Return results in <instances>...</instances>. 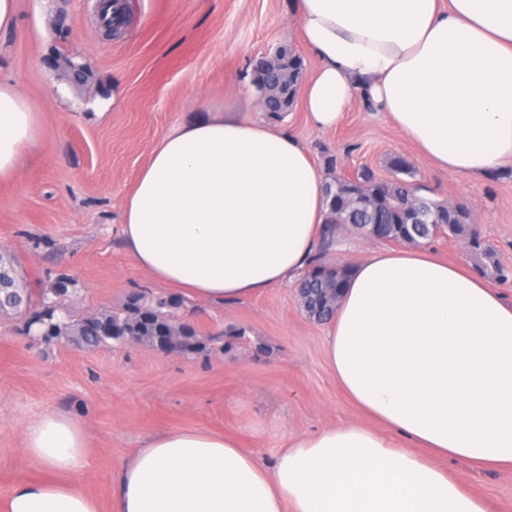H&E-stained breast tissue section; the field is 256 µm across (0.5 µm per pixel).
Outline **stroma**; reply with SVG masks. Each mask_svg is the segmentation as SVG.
Instances as JSON below:
<instances>
[{
	"label": "stroma",
	"mask_w": 512,
	"mask_h": 512,
	"mask_svg": "<svg viewBox=\"0 0 512 512\" xmlns=\"http://www.w3.org/2000/svg\"><path fill=\"white\" fill-rule=\"evenodd\" d=\"M16 4L15 28L0 35V79L22 87L42 126L17 182L0 186V245L33 287L69 278L67 302L78 316L162 292L121 245L124 201L151 148L199 105L267 120L243 81L254 57L288 46L304 58L305 77L314 75L318 62L301 40L293 0H127V26L109 41L99 30V0ZM271 123L309 148L327 182L361 164L384 175L391 156L408 158L434 198L468 208L506 271L492 284L512 298V166L478 180L448 174L358 98L330 129L310 125L299 103ZM179 316L215 336L209 356L45 345L21 333L23 316L0 317L1 496L18 478L41 475L22 439L49 409L85 426L82 486L104 508L113 473L149 434L206 428L269 461L292 435L361 419L328 370V325L303 310L295 284L221 306L186 300ZM451 470L492 512H512L511 470L462 462Z\"/></svg>",
	"instance_id": "obj_1"
}]
</instances>
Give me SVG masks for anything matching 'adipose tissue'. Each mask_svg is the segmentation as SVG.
<instances>
[{
  "label": "adipose tissue",
  "mask_w": 512,
  "mask_h": 512,
  "mask_svg": "<svg viewBox=\"0 0 512 512\" xmlns=\"http://www.w3.org/2000/svg\"><path fill=\"white\" fill-rule=\"evenodd\" d=\"M316 76L309 122L336 125L354 96L386 113L437 167L476 179L512 164V0H294ZM41 117L0 80V183L19 177ZM327 212L310 150L232 115L188 120L152 148L120 238L159 284L203 304L301 275ZM328 367L368 422L290 438L273 464L235 437H145L112 477L106 512H489L446 464L512 470V300L465 263L376 250L353 270L324 338ZM44 471L0 512H105L78 478L88 439L55 410L27 427Z\"/></svg>",
  "instance_id": "obj_1"
}]
</instances>
